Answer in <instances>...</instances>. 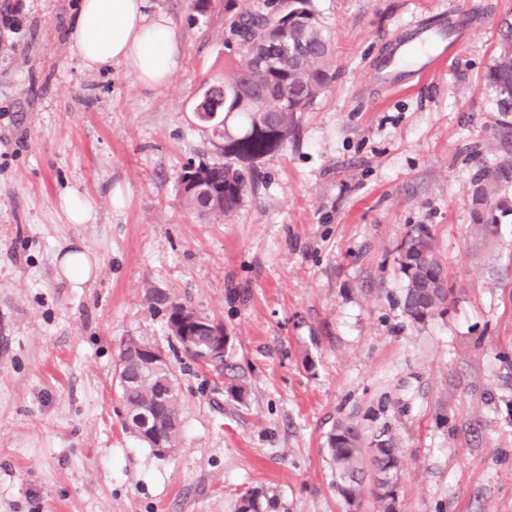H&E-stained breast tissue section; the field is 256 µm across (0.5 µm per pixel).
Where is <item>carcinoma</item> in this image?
I'll use <instances>...</instances> for the list:
<instances>
[{"label":"carcinoma","mask_w":512,"mask_h":512,"mask_svg":"<svg viewBox=\"0 0 512 512\" xmlns=\"http://www.w3.org/2000/svg\"><path fill=\"white\" fill-rule=\"evenodd\" d=\"M224 11L229 22L243 40L246 53L271 29V22L262 15L238 8L237 0H225ZM288 40L292 50L273 60L264 69H254L245 58L234 62L224 72V81L212 87L220 108L216 116L200 122V126L221 158L205 166L208 188L213 195L196 191L183 192L187 207L216 219L236 211L243 202L247 182L240 163H253L277 152L288 141L299 122V115L308 111L322 90L333 78L330 69L332 44L322 29L310 0H288ZM488 79L499 96L500 110L512 112V43L507 42L494 61ZM400 266L407 279L403 308L416 322L445 310L448 289L428 287L432 281H447L444 266L437 258L430 237L419 229L403 247ZM131 383L118 388V398L125 407L136 411L160 406L164 419L169 452L180 446L181 399L178 384L165 388L168 403L155 401L158 382L139 367L129 370ZM336 436L350 443H328L331 456L345 486L343 492L352 499L364 492L365 471L361 434L356 425L342 422ZM400 464L399 449L383 445L372 450L371 465L379 470L389 464ZM260 493L249 492L239 504L238 512H262Z\"/></svg>","instance_id":"carcinoma-1"}]
</instances>
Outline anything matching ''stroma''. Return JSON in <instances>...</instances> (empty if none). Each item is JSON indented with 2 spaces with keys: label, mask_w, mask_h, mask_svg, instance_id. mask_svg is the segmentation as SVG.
I'll use <instances>...</instances> for the list:
<instances>
[{
  "label": "stroma",
  "mask_w": 512,
  "mask_h": 512,
  "mask_svg": "<svg viewBox=\"0 0 512 512\" xmlns=\"http://www.w3.org/2000/svg\"><path fill=\"white\" fill-rule=\"evenodd\" d=\"M443 2L312 0L335 77L217 220L183 205L179 179L217 160L193 108L245 55L222 0H148L181 51L156 89L81 65L79 0H0V512H238L254 490L265 512H379L337 483L341 421L396 440L398 512H512V180L478 195L512 168V113L487 78L512 0H452L468 27L445 62L367 85L397 29ZM67 191L94 223L67 222ZM418 228L453 290L422 323L400 266ZM73 241L100 267L86 288L56 275ZM171 301L223 323V366L173 350ZM130 337L178 378L172 455L125 427L113 377Z\"/></svg>",
  "instance_id": "35a3bbf8"
}]
</instances>
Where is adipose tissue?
<instances>
[{"label":"adipose tissue","instance_id":"obj_1","mask_svg":"<svg viewBox=\"0 0 512 512\" xmlns=\"http://www.w3.org/2000/svg\"><path fill=\"white\" fill-rule=\"evenodd\" d=\"M147 0H80L68 38L86 67L125 66L147 87L163 86L179 69L180 50L172 19L148 14ZM59 274L80 288L97 275V264L80 243L57 261Z\"/></svg>","mask_w":512,"mask_h":512}]
</instances>
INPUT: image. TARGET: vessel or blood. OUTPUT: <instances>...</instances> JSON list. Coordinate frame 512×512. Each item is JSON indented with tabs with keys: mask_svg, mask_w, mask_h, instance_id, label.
<instances>
[{
	"mask_svg": "<svg viewBox=\"0 0 512 512\" xmlns=\"http://www.w3.org/2000/svg\"><path fill=\"white\" fill-rule=\"evenodd\" d=\"M463 13L443 11L436 22L417 23L396 36L391 47L369 68L373 85L395 88L405 74L432 71L448 52V31L464 25Z\"/></svg>",
	"mask_w": 512,
	"mask_h": 512,
	"instance_id": "vessel-or-blood-1",
	"label": "vessel or blood"
}]
</instances>
